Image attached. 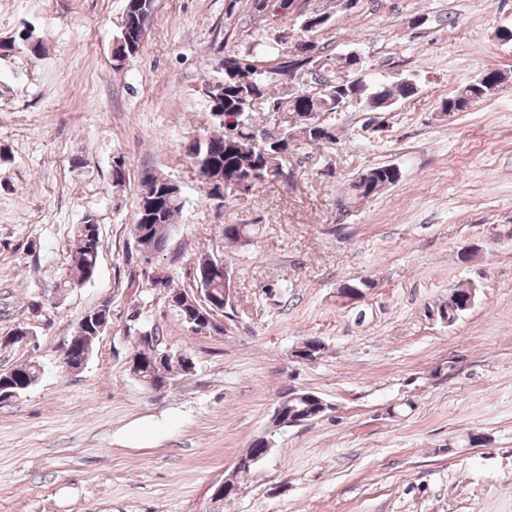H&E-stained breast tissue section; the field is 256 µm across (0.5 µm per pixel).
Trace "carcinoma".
I'll return each instance as SVG.
<instances>
[{"instance_id": "carcinoma-1", "label": "carcinoma", "mask_w": 512, "mask_h": 512, "mask_svg": "<svg viewBox=\"0 0 512 512\" xmlns=\"http://www.w3.org/2000/svg\"><path fill=\"white\" fill-rule=\"evenodd\" d=\"M127 23L121 29L114 47H112L113 66L123 67L125 61L139 52L145 31L142 25L149 24L154 10V0H127ZM21 46L29 54L38 56L45 52L44 39L33 28L25 27L13 40L9 48ZM320 72L310 74V82L326 85V94H311L312 88L303 80L306 70L311 65L291 56L285 46L258 40L245 54L224 55V90L223 93L209 100L212 117L224 126V133L208 135L204 139L195 138L188 142L186 155L198 169L199 175L207 188V195L214 197L216 186L210 177L220 173L224 177V195L237 190L238 185L251 179L249 188L268 184L287 183L291 178L285 175L284 159L279 145L290 144L294 150L305 145L336 144V124L332 114L337 104L348 102L360 105L368 112H385L391 109L389 102L406 99L417 93L410 83L391 84L380 78L366 79L357 76L365 67V60L352 59L339 53L328 51L326 47H314ZM345 69L352 78L344 82L336 79V71ZM502 78L497 71H490L485 80L476 85H466L441 102L445 112L456 114L464 112L474 104L492 96L501 85ZM259 100L265 105L270 100L278 103V110L285 114L314 112L323 117L320 124L321 133L315 128L288 118L281 119L276 129L260 126L255 118ZM266 136L264 151H259L254 142ZM364 177L352 181L344 199L342 208L347 210L361 198L376 197L385 188L396 184L401 173L390 165H377L363 170ZM142 191L152 196L162 193L163 202L154 212L137 210L134 235L137 245L153 252L161 250L168 234L175 224V219L183 207L180 190L173 187L166 178L146 172L141 178ZM255 235L252 224L224 225V240L238 243L247 236ZM100 246L91 247L85 239L83 225L75 228L70 254V274L56 286V293L67 290L91 278L97 268ZM195 281L201 289L203 300L199 301L193 291L171 287L168 278H162L164 296L169 299V306L176 312L181 322L186 316L196 319H212L207 312L210 297H224V289L231 287V271L223 259L210 254L201 255L196 261ZM144 358V372L151 376L154 387L160 388L166 382V373L172 366L156 360L147 354ZM40 370L33 362H24L10 370L0 372V380H9L15 386L29 389L38 380ZM314 402L304 398L285 403L281 413L282 420H291L295 412L312 411Z\"/></svg>"}]
</instances>
